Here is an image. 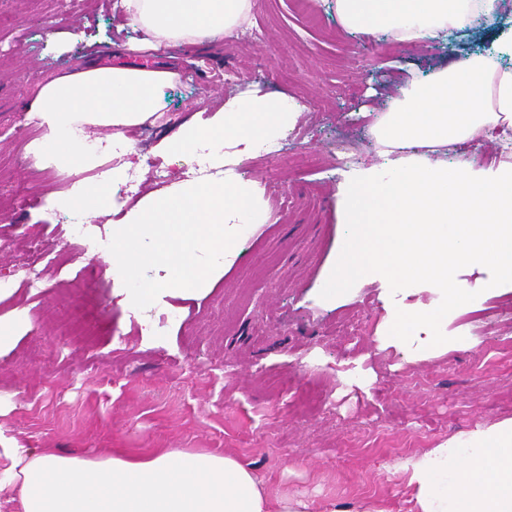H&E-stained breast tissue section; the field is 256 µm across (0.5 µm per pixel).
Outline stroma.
I'll list each match as a JSON object with an SVG mask.
<instances>
[{
	"mask_svg": "<svg viewBox=\"0 0 512 512\" xmlns=\"http://www.w3.org/2000/svg\"><path fill=\"white\" fill-rule=\"evenodd\" d=\"M115 0H0V446L46 448L96 458L158 448H203L254 468L273 494L302 495L313 512H360L382 504L410 512L412 490L400 465L444 441L512 419V282L488 288L489 268L461 264L453 277L469 306L449 312L440 332L448 349L429 352L418 329L417 359L378 336L401 311L439 304L424 280L401 289L362 281L326 296L341 246L336 154L353 146L356 163L378 162L372 127L402 70L423 77L454 60L497 46L495 18L445 47L384 48L346 34L335 0H253L260 40L229 38L173 46L161 60L185 81L163 94L162 115L134 131L133 168L142 193L161 191L151 160L197 111H216L236 86L285 93L301 115L267 160L230 153L225 172L272 190L264 223L242 237L206 290L162 292L145 309L101 250L113 209L86 219L74 236L67 207L37 201L67 196L57 174L30 153L27 104L40 80L90 58L137 60L139 32ZM59 32L49 40V32ZM498 47V46H497ZM34 198L21 207L16 195ZM40 245L41 275L23 262ZM177 317L156 330L160 313Z\"/></svg>",
	"mask_w": 512,
	"mask_h": 512,
	"instance_id": "stroma-1",
	"label": "stroma"
}]
</instances>
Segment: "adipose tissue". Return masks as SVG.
<instances>
[{
    "instance_id": "obj_1",
    "label": "adipose tissue",
    "mask_w": 512,
    "mask_h": 512,
    "mask_svg": "<svg viewBox=\"0 0 512 512\" xmlns=\"http://www.w3.org/2000/svg\"><path fill=\"white\" fill-rule=\"evenodd\" d=\"M118 4L145 48L159 51L223 38L248 22L253 0ZM501 6L502 0H336V15L350 32L425 44ZM175 78L166 63L91 61L41 82L28 110L49 133L34 143L35 156L63 175L97 167L112 154L118 161L112 184L120 186L127 170L121 158L134 144L129 130L159 111L161 92ZM299 113L285 94L233 96L212 117L182 124L163 150L172 161L205 150L220 167L228 142L256 148L283 134ZM96 126L111 128V141L90 144L88 130ZM373 130L383 161L362 168L341 193L345 232L329 293L341 296L361 278L397 285L427 280L443 306L403 313L383 343L402 347L425 324L439 346L449 309L468 301L451 277L454 266L487 264L495 282H512V163L486 170L442 157L476 133L512 132V66L490 52L423 79L407 75ZM0 455L10 474L0 494L16 500L17 512H312L305 498L270 496L252 467L202 449L96 459L44 448H6ZM401 469L413 489V512H512V419L439 444Z\"/></svg>"
}]
</instances>
